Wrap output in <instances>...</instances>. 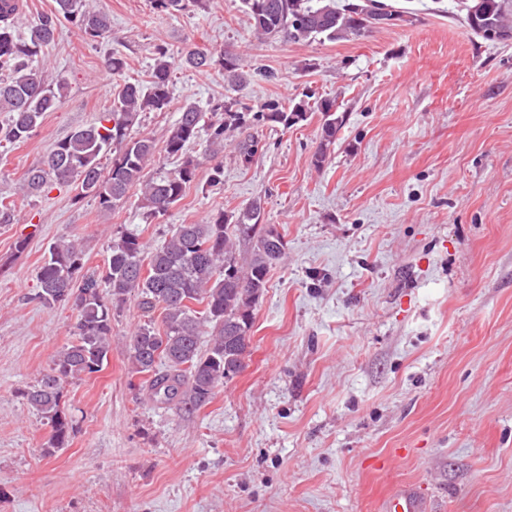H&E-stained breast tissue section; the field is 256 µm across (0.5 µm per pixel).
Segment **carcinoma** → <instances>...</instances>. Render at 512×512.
<instances>
[{"instance_id":"obj_1","label":"carcinoma","mask_w":512,"mask_h":512,"mask_svg":"<svg viewBox=\"0 0 512 512\" xmlns=\"http://www.w3.org/2000/svg\"><path fill=\"white\" fill-rule=\"evenodd\" d=\"M0 0V112L8 114L0 126V142L21 143L30 138L45 113L57 109L69 84L60 78L48 83L36 62L55 42L58 17L45 15L31 25L28 36L17 35L21 12ZM254 22L255 32L284 42L359 39L369 27L368 15L356 10V0H242ZM369 15L378 13L403 20L402 12L382 2L368 0ZM462 21L476 37L496 42L512 39V0H457ZM58 12L87 40L100 42L112 33L110 17L87 0H57ZM185 62L195 69L218 65L234 90L247 83L239 57L214 56L194 49ZM173 62L160 46L147 86L128 80L117 94V105L98 121L72 130L55 143L42 165L29 170L18 187L22 196L54 185L75 184L82 195L98 199L104 209L118 206L129 189L139 187L146 218L165 216L194 182L198 160L188 147L206 135L210 157L224 151V141L239 133L242 163L249 164L264 150L261 140L246 131L261 124L288 129L307 120L311 112L323 116L322 145L315 163L323 162L324 146L336 139L342 118L336 116L334 99L301 100L285 107L269 102L260 107L238 99L221 100L203 108L195 102L181 107L171 127L165 151L181 160L171 173L147 177L154 157L150 138L132 133L142 112H163L170 105L169 84ZM112 155L110 166L102 159ZM261 202L254 201L238 215L218 212L202 224H174L160 246L147 250L135 233L114 239L104 269L85 273L83 250L59 240L48 250L37 280L36 298L48 306L71 305L78 311L72 340L54 356L36 384L20 391L36 410L50 433L45 453L67 446L73 424L65 413V385L102 370L111 352L112 307L131 294L149 314L162 310V323L148 320L130 336L128 361L131 373L145 378L150 395L163 403L175 402L191 414L206 405L216 390L244 368L248 355L254 310L268 284L273 266L285 256L286 243L272 227L258 223ZM246 240L243 255L237 242ZM201 304L198 310L195 305ZM210 328L207 348H202L205 328Z\"/></svg>"}]
</instances>
